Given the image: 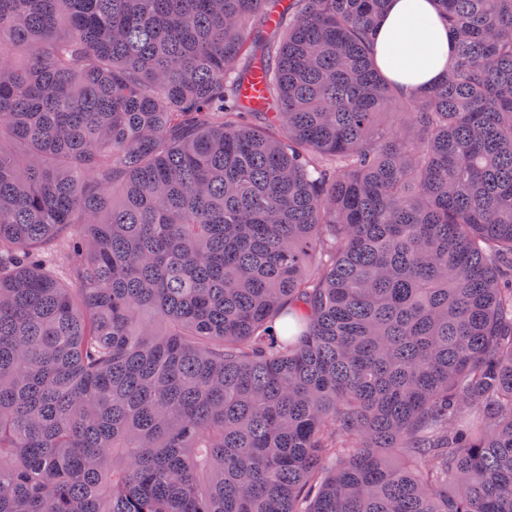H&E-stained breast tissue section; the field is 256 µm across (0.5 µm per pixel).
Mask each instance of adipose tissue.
<instances>
[{
    "instance_id": "ef3b65f1",
    "label": "adipose tissue",
    "mask_w": 512,
    "mask_h": 512,
    "mask_svg": "<svg viewBox=\"0 0 512 512\" xmlns=\"http://www.w3.org/2000/svg\"><path fill=\"white\" fill-rule=\"evenodd\" d=\"M374 57L403 91L440 81L455 47L433 0H387L375 29Z\"/></svg>"
}]
</instances>
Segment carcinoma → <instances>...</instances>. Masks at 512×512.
<instances>
[{"mask_svg": "<svg viewBox=\"0 0 512 512\" xmlns=\"http://www.w3.org/2000/svg\"><path fill=\"white\" fill-rule=\"evenodd\" d=\"M386 2L0 0V512H512V0ZM374 57L403 91L440 81L455 57L448 27L431 0H388L376 26Z\"/></svg>", "mask_w": 512, "mask_h": 512, "instance_id": "obj_1", "label": "carcinoma"}]
</instances>
